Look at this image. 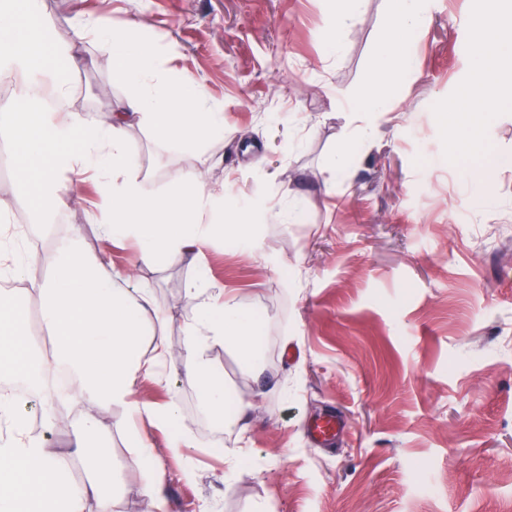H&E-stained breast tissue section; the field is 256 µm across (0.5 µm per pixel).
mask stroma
I'll return each mask as SVG.
<instances>
[{
    "label": "stroma",
    "instance_id": "1",
    "mask_svg": "<svg viewBox=\"0 0 512 512\" xmlns=\"http://www.w3.org/2000/svg\"><path fill=\"white\" fill-rule=\"evenodd\" d=\"M391 9V0H362L333 43L336 0H44L56 39L79 60L69 111L96 122L128 94L96 41L74 42L81 17L137 26L165 70L223 105V136L196 151L129 128L150 190L200 169L209 187L281 215L249 244L228 231L203 256L147 266L134 241L105 248L88 224L99 201L89 179L43 238L49 249L79 233L85 251L134 270L169 317L168 371L138 395L176 399L195 441L176 460L166 434L149 432L171 512H198L204 501L213 512H512V107L457 151L443 118L470 78L483 0H430L405 47L406 81L384 111L351 117ZM345 138L351 158L334 176ZM488 166L487 189L477 172ZM0 197L16 204L6 250L20 263L35 231L19 173L0 177ZM201 265L274 345L256 373L235 352L213 351L225 386L255 404L231 424L209 418L197 386L175 373L195 315L185 283ZM330 412L347 429L316 446L309 426ZM121 419L118 409L104 415L108 433L75 459L70 481L102 463L114 474L115 512H154L125 466Z\"/></svg>",
    "mask_w": 512,
    "mask_h": 512
}]
</instances>
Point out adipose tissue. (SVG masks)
Returning <instances> with one entry per match:
<instances>
[{
  "mask_svg": "<svg viewBox=\"0 0 512 512\" xmlns=\"http://www.w3.org/2000/svg\"><path fill=\"white\" fill-rule=\"evenodd\" d=\"M425 2L395 0L356 112L380 111L386 89L404 81L399 59L409 36L426 22ZM494 10L497 21L482 20L472 42L471 75L460 91L469 108L450 127L463 150L470 145L469 132L479 131L488 114L506 103L491 88L501 73L512 71V29L504 25L512 19V6L494 0ZM75 36L98 40L113 80L130 90L124 110L108 121L94 124L67 111L75 60L70 46L54 42L41 0H0V78L21 75L51 85L57 99L56 107L48 108L21 93L8 120H0V140L12 146L26 176L30 215L59 212L77 196L79 180L94 178L102 204L88 211L89 222L106 241L134 240L146 264L203 250L228 230L248 235L255 220L276 219L270 210L258 214L225 203L196 171L163 191H147L128 146L130 120L149 128L157 140L191 151L223 130L224 109L207 104L191 77L167 75L136 37L88 20ZM27 265L51 270L36 288L39 321L52 338L51 353L41 364L65 368L75 381L72 393L54 399L42 395L44 429H55L59 407H79L82 427L76 444L81 447L101 435V414L122 409L127 465L143 474L155 512H170L166 471L150 455L144 428L167 430L176 458L188 446L189 430L176 400L148 404L137 396L141 382L161 377L168 352L167 314L151 288L133 274L115 272L107 254L83 251L78 239L58 240L51 253L31 255ZM185 293L196 302V316L186 326L183 376L200 388L207 411L219 418L226 391L210 354L230 347L245 365L256 364L259 331L252 312L215 287L206 269L187 281ZM25 313L14 299L0 297V371L40 393V377L29 371L30 349L39 339L26 330ZM72 460V452L51 451L43 437L33 435L17 399L0 391V512H113L111 471L94 468L84 482L71 484Z\"/></svg>",
  "mask_w": 512,
  "mask_h": 512,
  "instance_id": "1",
  "label": "adipose tissue"
}]
</instances>
